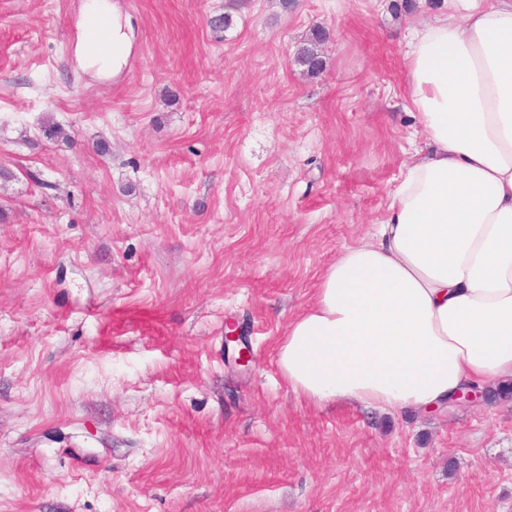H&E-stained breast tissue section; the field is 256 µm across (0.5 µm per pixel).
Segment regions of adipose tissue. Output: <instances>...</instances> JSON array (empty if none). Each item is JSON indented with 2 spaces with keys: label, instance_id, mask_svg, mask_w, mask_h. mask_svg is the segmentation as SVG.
I'll use <instances>...</instances> for the list:
<instances>
[{
  "label": "adipose tissue",
  "instance_id": "1",
  "mask_svg": "<svg viewBox=\"0 0 512 512\" xmlns=\"http://www.w3.org/2000/svg\"><path fill=\"white\" fill-rule=\"evenodd\" d=\"M446 2L406 57L424 145L279 343L309 402L418 411L512 381V0ZM131 38L111 0H87L77 61L111 78Z\"/></svg>",
  "mask_w": 512,
  "mask_h": 512
}]
</instances>
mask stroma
<instances>
[{"instance_id":"stroma-1","label":"stroma","mask_w":512,"mask_h":512,"mask_svg":"<svg viewBox=\"0 0 512 512\" xmlns=\"http://www.w3.org/2000/svg\"><path fill=\"white\" fill-rule=\"evenodd\" d=\"M114 2L100 80L84 0H0V512H512V400L316 405L276 363L424 145L407 35L442 0ZM75 47L78 63L98 79L124 67L132 31L111 0H87Z\"/></svg>"}]
</instances>
